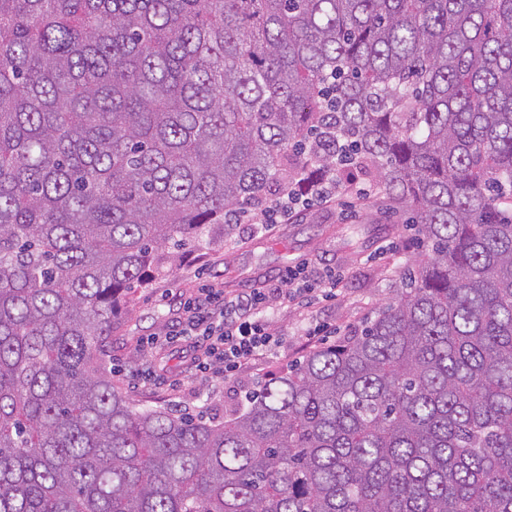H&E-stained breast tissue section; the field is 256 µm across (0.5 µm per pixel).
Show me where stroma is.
<instances>
[{
    "label": "stroma",
    "mask_w": 512,
    "mask_h": 512,
    "mask_svg": "<svg viewBox=\"0 0 512 512\" xmlns=\"http://www.w3.org/2000/svg\"><path fill=\"white\" fill-rule=\"evenodd\" d=\"M250 212L253 223L185 253L175 274L135 289L115 319L112 381L138 408L223 414L225 405L268 374L288 373L316 345L360 331L393 300L421 251L415 225L402 211L383 206L377 193L357 200L340 186L331 200L310 199L286 221L266 226L259 207ZM295 266L304 267L311 280L335 273V298L303 307L284 295L272 299L262 316L279 347L231 377L198 373L193 341H167L182 320V302L202 286L227 292L267 289L281 271ZM317 324L325 326V336L308 339L309 328Z\"/></svg>",
    "instance_id": "35a3bbf8"
}]
</instances>
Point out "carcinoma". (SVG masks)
<instances>
[{
  "label": "carcinoma",
  "instance_id": "obj_1",
  "mask_svg": "<svg viewBox=\"0 0 512 512\" xmlns=\"http://www.w3.org/2000/svg\"><path fill=\"white\" fill-rule=\"evenodd\" d=\"M316 174L417 274L220 421L136 409L125 298ZM0 512H512V0H0Z\"/></svg>",
  "mask_w": 512,
  "mask_h": 512
}]
</instances>
